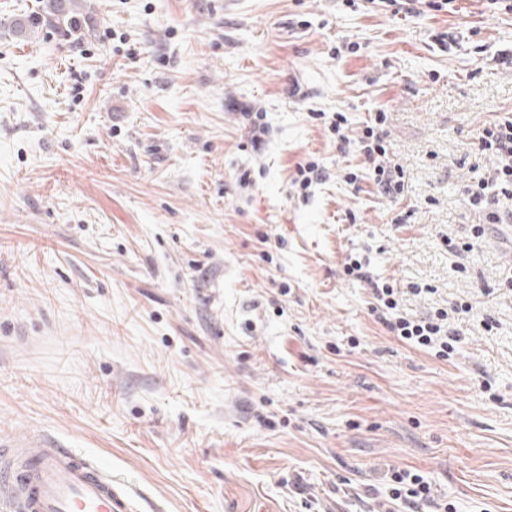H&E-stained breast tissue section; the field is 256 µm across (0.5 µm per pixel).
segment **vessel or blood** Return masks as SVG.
Here are the masks:
<instances>
[{
  "instance_id": "obj_1",
  "label": "vessel or blood",
  "mask_w": 512,
  "mask_h": 512,
  "mask_svg": "<svg viewBox=\"0 0 512 512\" xmlns=\"http://www.w3.org/2000/svg\"><path fill=\"white\" fill-rule=\"evenodd\" d=\"M0 512H142L137 493L101 458L56 442L0 449Z\"/></svg>"
}]
</instances>
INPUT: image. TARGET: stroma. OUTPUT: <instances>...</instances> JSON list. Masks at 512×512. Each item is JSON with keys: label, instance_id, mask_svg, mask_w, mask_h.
<instances>
[{"label": "stroma", "instance_id": "1", "mask_svg": "<svg viewBox=\"0 0 512 512\" xmlns=\"http://www.w3.org/2000/svg\"><path fill=\"white\" fill-rule=\"evenodd\" d=\"M71 2L70 36L22 41L43 0H0V441L101 457L142 512H375L392 468L512 512V244L466 194L512 111V0ZM378 111L398 199L356 146ZM376 280L449 310V359L371 315ZM323 173V168L315 160L299 163L296 168V176L293 179V186L301 195L307 194L313 185L323 181Z\"/></svg>", "mask_w": 512, "mask_h": 512}]
</instances>
